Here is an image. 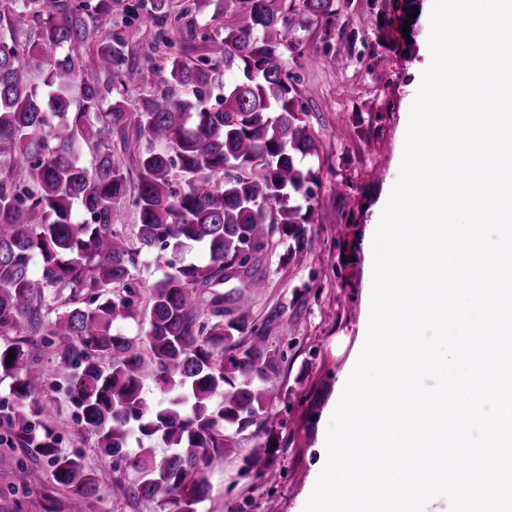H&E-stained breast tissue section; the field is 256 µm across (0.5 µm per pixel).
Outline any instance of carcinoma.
I'll use <instances>...</instances> for the list:
<instances>
[{"label": "carcinoma", "mask_w": 512, "mask_h": 512, "mask_svg": "<svg viewBox=\"0 0 512 512\" xmlns=\"http://www.w3.org/2000/svg\"><path fill=\"white\" fill-rule=\"evenodd\" d=\"M171 2L122 5L127 18L154 20L156 41L171 49L160 85L131 109L124 90L144 68L112 31V0H0V332L17 333L0 346V380H12L0 443L19 450L14 491L31 490L30 465L44 460L69 512H91L102 486L80 453L61 449L52 425L61 406L45 398L62 389L101 458L139 473L112 480L109 496L152 512H198L212 463L248 430L243 472L261 478L279 457L264 385L285 362L269 332L288 307L254 319L266 287L255 264L311 242L317 174L303 161L318 144L282 58L304 23L332 27L333 0H202L224 17L214 28ZM221 66L237 78L215 99ZM114 141L130 164L114 158ZM131 187L130 236L117 204ZM194 244L206 263L184 262ZM155 250L164 271L143 305L131 270ZM131 322L144 335L123 334ZM27 332L41 334L64 384L36 365ZM147 376L165 402L144 397ZM146 440L167 455L156 459Z\"/></svg>", "instance_id": "carcinoma-1"}]
</instances>
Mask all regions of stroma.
I'll return each instance as SVG.
<instances>
[{
  "mask_svg": "<svg viewBox=\"0 0 512 512\" xmlns=\"http://www.w3.org/2000/svg\"><path fill=\"white\" fill-rule=\"evenodd\" d=\"M333 7V34L309 22L283 57L319 140L318 156L306 161L318 175L308 226L313 246L285 264L269 252L257 266L266 286L254 314L288 305L284 322L270 333L287 358L274 405L282 421L281 463L257 479L242 472L239 453L230 454L211 471V493L199 512H264L270 499L277 512H298L319 471L339 380L357 356L371 279L359 244L399 178L409 110L429 60L431 0H334ZM125 33L145 71L144 81L125 91L133 105L154 89L167 50L156 47L148 17ZM340 128L346 137H337ZM57 430L63 450L82 453L102 484L117 475L136 481L133 470L100 459L72 403H65Z\"/></svg>",
  "mask_w": 512,
  "mask_h": 512,
  "instance_id": "stroma-1",
  "label": "stroma"
}]
</instances>
